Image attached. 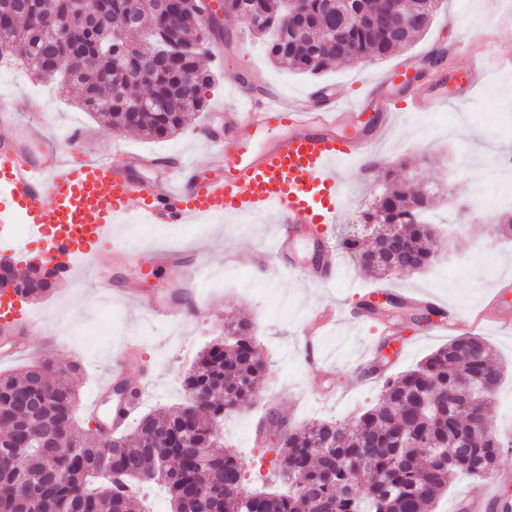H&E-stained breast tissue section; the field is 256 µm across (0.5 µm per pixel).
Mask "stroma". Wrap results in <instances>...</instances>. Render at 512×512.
Instances as JSON below:
<instances>
[{
	"mask_svg": "<svg viewBox=\"0 0 512 512\" xmlns=\"http://www.w3.org/2000/svg\"><path fill=\"white\" fill-rule=\"evenodd\" d=\"M512 13V0H442L426 33L401 51L382 58H367L334 66L310 77L276 68L266 55L264 42L252 41L243 24L227 15L224 37L212 46L222 60L205 56L203 64L213 80L202 90L206 106L191 114L181 130L162 139H144L123 129H106L81 110L77 86L57 94L52 84L36 80L18 63L0 69V97L16 101L39 99L51 131L61 139L71 130L83 134V151L120 157L125 153L166 152L207 165L208 147L204 125L218 123L217 108L242 104L234 80L274 85L283 101L304 98L308 89L330 87L343 98L355 101L363 117L378 110L382 98H397L405 85L396 71L400 65L423 70L422 62L443 48L448 56L443 67L423 70L424 81L443 93L446 104L431 112L395 108V126L371 158H358L344 170L345 198L336 221L327 225L325 243L336 247V260L348 276L332 287L313 285L274 266L253 264L256 251L272 245L277 216L261 215L248 224L227 217L200 224L121 225L119 234L141 250L171 249L186 259L205 260L210 270L223 274L217 285L197 286L195 311L179 327L154 320L139 309L128 288L169 296L174 283L167 269H156L141 279L134 264L112 268L118 295L98 293L93 277L62 282L44 299L30 303L53 345L47 355L78 368L62 374L74 385L79 399L77 418L86 424L87 403L111 362L127 343L140 347L127 365L129 378H145L147 395L139 414L175 408L184 401L181 378L196 353L224 331V320L234 315L250 320L252 334L266 364L264 392L249 408L225 414L221 424L225 444L238 450L247 468H254L260 447L254 442L258 420L270 412H283L290 424L315 420H344L383 393L382 380L359 385L355 369L367 349L385 341L383 325L366 320L359 308L372 282L357 271L354 258L338 250L339 240L361 232L359 217L372 206L383 186L384 168L407 166L436 191L434 220L441 228L438 257L420 272L398 271L384 279L385 287L404 290L455 310L466 323L459 331L404 322L401 335L390 341L385 373L396 376L413 368L427 355L447 344L456 334L483 337L504 366L501 386L487 406L491 424L512 430V331L488 323H471V315L484 309L496 290H503L501 310L512 312V238H491L488 228L497 222V210L474 207L471 195L477 178L488 177L487 163L512 158V70L501 69L474 90L466 88V74L454 50L473 54L491 64L512 55V26L502 23ZM380 80L376 92L367 84ZM378 167H369V159ZM342 302L351 324L344 332L329 330L308 339L304 320L313 307Z\"/></svg>",
	"mask_w": 512,
	"mask_h": 512,
	"instance_id": "obj_1",
	"label": "stroma"
}]
</instances>
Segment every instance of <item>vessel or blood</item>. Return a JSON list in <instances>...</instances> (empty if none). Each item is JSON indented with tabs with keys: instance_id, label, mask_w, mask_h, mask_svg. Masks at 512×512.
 <instances>
[{
	"instance_id": "b4317fda",
	"label": "vessel or blood",
	"mask_w": 512,
	"mask_h": 512,
	"mask_svg": "<svg viewBox=\"0 0 512 512\" xmlns=\"http://www.w3.org/2000/svg\"><path fill=\"white\" fill-rule=\"evenodd\" d=\"M382 121L362 135H345L355 120V108L340 96L312 90L303 102L284 106L266 91L241 108L224 111V139L209 138L208 165L213 177L202 179L195 167L171 155L129 154L126 167L111 158L82 156L71 151L44 127L21 121L10 101H0V223L21 221L51 246V259L62 279L73 280L76 263L96 276L104 292L112 280L103 276L100 248L111 244L116 255L131 257L132 247L113 237L112 228L136 218L154 225L199 224L226 215L248 217L272 213L279 219L271 253H258L259 264L275 262L296 270L295 247L311 241L317 259L314 274L322 283L342 279L336 255L321 236L333 223L344 199L340 165L370 153L390 132L391 101L381 103ZM262 135L256 147L237 138L238 130ZM149 169L139 178L135 169ZM154 257L168 266L183 287L195 288L201 267L180 253L158 251ZM338 305L316 307L310 316L315 330L341 323ZM40 323L20 301L0 295V334L12 337V354H27L42 345ZM512 482V470L501 469L487 481L484 493L467 495L458 512H512V499L498 488Z\"/></svg>"
}]
</instances>
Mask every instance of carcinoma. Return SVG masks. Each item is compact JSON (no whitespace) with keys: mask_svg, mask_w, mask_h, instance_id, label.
<instances>
[{"mask_svg":"<svg viewBox=\"0 0 512 512\" xmlns=\"http://www.w3.org/2000/svg\"><path fill=\"white\" fill-rule=\"evenodd\" d=\"M94 0L98 21L75 25L66 42L49 38L59 19L75 17L84 0H0V58L12 57L39 79L81 88L80 106L107 128L147 139L174 135L205 107V40L189 18L200 0ZM414 23L392 33L380 19L389 0H296L299 29L279 0H224V14L252 16L250 35L264 38L274 65L318 76L333 65L382 57L429 27L440 0H397ZM112 99L99 111L95 103ZM429 186L385 190L363 215L375 241L400 233L402 263L389 264L358 234L338 246L375 278L397 269L423 270L438 251L424 216ZM0 280L29 301L51 292L55 271L0 261ZM75 370L46 358L19 376L0 374V512H141L140 491L162 483L169 512H429L460 474L482 478L495 469L501 442L486 408L503 377L491 347L458 336L417 368L387 378L384 395L348 422L314 421L282 428L270 464L285 493L245 492L241 458L220 450L214 425L262 392L266 365L250 325L230 320L224 338L204 348L183 378L187 393L208 399L194 407L149 413L120 437L76 423L77 394L55 375Z\"/></svg>","mask_w":512,"mask_h":512,"instance_id":"obj_1","label":"carcinoma"}]
</instances>
